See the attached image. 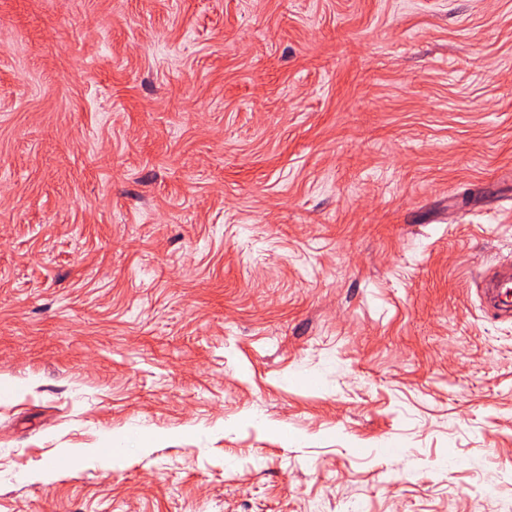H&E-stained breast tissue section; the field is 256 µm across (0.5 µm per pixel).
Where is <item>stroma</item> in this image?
Instances as JSON below:
<instances>
[{
  "label": "stroma",
  "instance_id": "35a3bbf8",
  "mask_svg": "<svg viewBox=\"0 0 512 512\" xmlns=\"http://www.w3.org/2000/svg\"><path fill=\"white\" fill-rule=\"evenodd\" d=\"M1 237L0 512H512V0H0ZM475 289L487 315L494 321L512 323V266L493 265Z\"/></svg>",
  "mask_w": 512,
  "mask_h": 512
}]
</instances>
